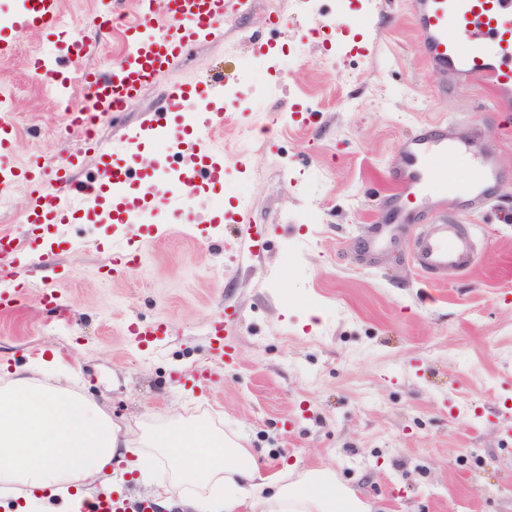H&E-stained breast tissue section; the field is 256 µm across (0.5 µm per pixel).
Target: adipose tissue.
<instances>
[{
  "instance_id": "1",
  "label": "adipose tissue",
  "mask_w": 512,
  "mask_h": 512,
  "mask_svg": "<svg viewBox=\"0 0 512 512\" xmlns=\"http://www.w3.org/2000/svg\"><path fill=\"white\" fill-rule=\"evenodd\" d=\"M176 462L158 474L155 455ZM149 480L159 507L181 499L191 512H370L328 466L262 472L242 437L199 422L148 432L113 422L94 399L40 385L17 370L0 393V493L24 487L16 512H80L86 486L114 466Z\"/></svg>"
}]
</instances>
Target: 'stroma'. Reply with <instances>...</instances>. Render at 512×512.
<instances>
[{
    "label": "stroma",
    "instance_id": "stroma-1",
    "mask_svg": "<svg viewBox=\"0 0 512 512\" xmlns=\"http://www.w3.org/2000/svg\"><path fill=\"white\" fill-rule=\"evenodd\" d=\"M138 0H61L73 27L105 38L70 69L105 70L124 53L104 17L133 18ZM356 20L337 33L328 23ZM379 38L376 48L366 42ZM43 34L18 38L0 58V97L13 105L14 161L56 157L80 132L57 106L50 79L32 80L28 59L52 56ZM210 79L249 110L215 136L224 185L195 182L194 221L172 224L161 203L155 230L116 233L107 210L38 240L24 186L0 211L15 241L0 254V280L24 266L20 304L0 310L4 367L49 357L54 373L96 399L116 422L162 425L204 418L244 438L280 466L328 465L372 512H512V189L462 222L481 241L471 272L449 271L434 288L411 256L421 231L400 224L374 266H359L360 244L387 221L385 170L405 136L447 122L468 137L481 129L512 181V112H491L480 81L445 84L423 63L422 43L402 0H249L234 26L189 47L126 108L101 117L111 143L161 103L166 87ZM284 154L287 166L273 162ZM246 199L258 254L238 264L235 227L215 224L229 199ZM132 242L133 271H110ZM57 290L56 306L43 289ZM223 316L235 347L224 360L208 334ZM167 326L165 345L146 349L128 319Z\"/></svg>",
    "mask_w": 512,
    "mask_h": 512
}]
</instances>
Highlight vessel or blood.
Here are the masks:
<instances>
[{"label":"vessel or blood","mask_w":512,"mask_h":512,"mask_svg":"<svg viewBox=\"0 0 512 512\" xmlns=\"http://www.w3.org/2000/svg\"><path fill=\"white\" fill-rule=\"evenodd\" d=\"M161 15L142 11L124 22L125 52L112 69L65 74L57 59L31 56L33 74L53 79L58 92L75 82H86L95 91L93 108L113 112L124 108L187 47L217 35L229 11L225 0H164ZM406 11L421 38L425 62L443 78L457 83L481 80L492 90L491 107L512 111V0H406ZM60 0H20L9 23L0 26V56L14 51L18 36L32 30L54 31L59 56L81 59L92 46L85 37L55 31L53 21ZM205 89L175 85L164 95L159 110L150 113L139 128L126 135L122 148L85 141L80 152L67 153L53 162H32L24 169L11 163L15 129L0 120V194L18 184L31 190L33 203L27 222L43 232L68 223L78 203L99 204L104 194L112 196V221L136 224L155 210L150 196L152 183L142 195L126 193L131 162L139 161L140 146L148 139L163 140L166 149L181 159L176 173L153 166L154 181L165 183L172 196L182 185L204 177L216 186L224 181V162L210 146V137L223 130L230 113L215 108L200 113L193 124L183 122L186 98L205 96ZM481 133L460 139L449 135L444 123H431L415 130L399 146V156L387 171L391 192L385 199L387 223L376 226L365 242L364 255L372 257L392 239L396 224L415 222L422 210L431 220L423 230L412 256L415 267L429 285H436L448 269L469 271L478 252L473 234L450 221L443 200L433 199L436 184H443L458 200L463 212L493 207L508 183L493 155L480 149ZM98 160L96 177L77 183L73 174L83 165L86 154ZM246 206L237 204L224 212V221L238 225L235 259L246 263L256 255L257 239L247 222Z\"/></svg>","instance_id":"obj_1"}]
</instances>
